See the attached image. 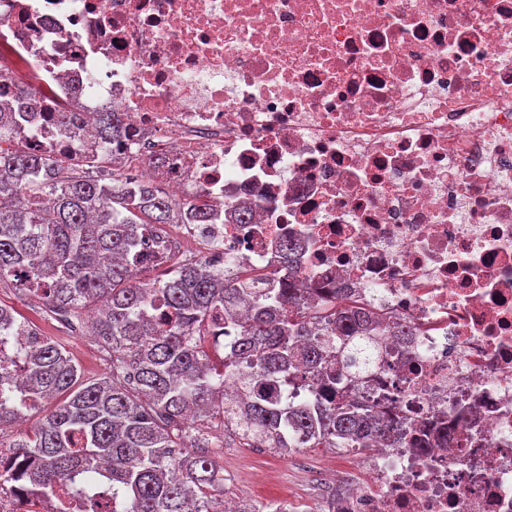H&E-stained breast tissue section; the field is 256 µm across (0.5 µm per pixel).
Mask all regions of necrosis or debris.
Returning a JSON list of instances; mask_svg holds the SVG:
<instances>
[{
  "label": "necrosis or debris",
  "instance_id": "4bbe7bcc",
  "mask_svg": "<svg viewBox=\"0 0 512 512\" xmlns=\"http://www.w3.org/2000/svg\"><path fill=\"white\" fill-rule=\"evenodd\" d=\"M24 77L29 151L142 153L178 199L251 204L187 225L212 267L289 235L318 295L383 313L343 397L448 431L357 452L339 512H512V0H0V96ZM124 129V117L120 112H100L95 120V130L104 142L118 140Z\"/></svg>",
  "mask_w": 512,
  "mask_h": 512
}]
</instances>
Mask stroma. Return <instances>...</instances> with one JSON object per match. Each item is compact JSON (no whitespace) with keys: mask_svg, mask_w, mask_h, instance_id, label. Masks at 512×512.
I'll return each mask as SVG.
<instances>
[{"mask_svg":"<svg viewBox=\"0 0 512 512\" xmlns=\"http://www.w3.org/2000/svg\"><path fill=\"white\" fill-rule=\"evenodd\" d=\"M0 303L12 306L18 320L35 324L47 335H59L37 297L4 282ZM212 457L224 474V498L254 505L260 512L273 503L287 504L288 512H326V497L336 488L337 474L354 470L352 458L334 448H298L284 455L228 441L213 449Z\"/></svg>","mask_w":512,"mask_h":512,"instance_id":"1","label":"stroma"}]
</instances>
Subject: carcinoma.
<instances>
[{
	"mask_svg": "<svg viewBox=\"0 0 512 512\" xmlns=\"http://www.w3.org/2000/svg\"><path fill=\"white\" fill-rule=\"evenodd\" d=\"M36 101L29 85L0 100V282L43 300L47 317L70 336L92 330L109 362L88 376L65 343L0 305V343L23 336L18 360L0 363V427L57 400L30 432L13 443L0 465V489L23 480L28 498L45 504L58 492L87 494L105 472L112 498L128 512H215L224 475L212 457L189 448L212 447L211 429L250 448H359L409 434L404 421L382 418L378 405L336 398L290 406L254 387L246 365L270 381L305 386L306 374L336 377L329 344L346 341L344 369L368 371L378 313L314 295L300 279L298 247L288 254V279L274 269L242 265L231 276L183 255L172 271L149 262L158 231L169 224H215L224 218L204 195L184 202L106 158L81 163L25 149L13 117ZM95 130L104 141L124 133L120 112H101ZM224 311L234 340L222 363L205 349L214 317ZM227 374L238 388L224 387Z\"/></svg>",
	"mask_w": 512,
	"mask_h": 512,
	"instance_id": "1",
	"label": "carcinoma"
}]
</instances>
